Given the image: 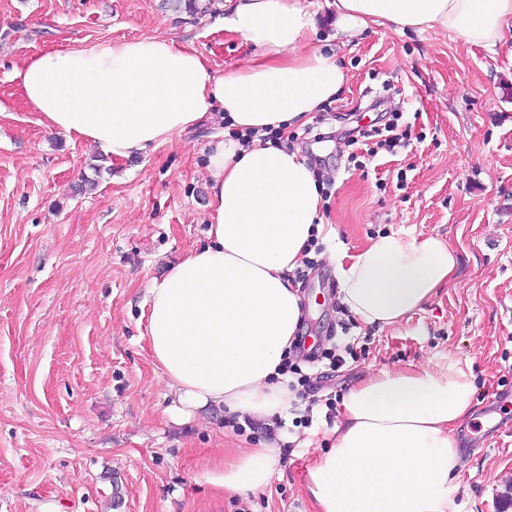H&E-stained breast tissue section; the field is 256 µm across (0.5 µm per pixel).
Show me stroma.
Here are the masks:
<instances>
[{"label": "stroma", "mask_w": 512, "mask_h": 512, "mask_svg": "<svg viewBox=\"0 0 512 512\" xmlns=\"http://www.w3.org/2000/svg\"><path fill=\"white\" fill-rule=\"evenodd\" d=\"M223 3L192 13L164 0H0V512L49 501L58 512H314L306 470L333 447V407L349 387L372 370L451 363L475 389L456 430L452 512H512V60L437 29L377 27L340 45L333 0H312V45L338 51L347 82L287 133L323 184L325 219L298 333L355 356L324 369L277 436L245 414L171 418L142 303L208 242L207 145L224 123L117 162L41 124L15 72L42 51L175 36L220 77L260 59L224 30ZM397 112L406 147L369 155L353 129ZM389 231L447 242L457 277L398 330L364 329L335 303L328 255H356ZM267 440L279 453L267 488L203 483L206 465Z\"/></svg>", "instance_id": "1"}]
</instances>
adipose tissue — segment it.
<instances>
[{
    "mask_svg": "<svg viewBox=\"0 0 512 512\" xmlns=\"http://www.w3.org/2000/svg\"><path fill=\"white\" fill-rule=\"evenodd\" d=\"M336 30L356 38L373 26L447 31L489 48L512 44V0H335ZM224 28L258 50L259 62L212 76L190 45L168 37L100 41L25 60L18 78L47 129L114 160L145 152L212 119L227 133L209 149L212 216L206 246L190 251L144 300L147 340L175 401L173 418L204 409L242 412L273 428L293 401L280 367L301 320L290 279L321 231L316 173L298 149L244 144L239 132L305 124L346 83L336 51L310 48L316 32L301 0H224ZM336 264L340 306L362 325L396 330L455 279L442 239L376 236ZM470 376L455 365L382 370L342 399L335 444L307 469L316 512H448L463 466L458 423L473 410ZM272 444L239 449L206 468L216 490L269 486Z\"/></svg>",
    "mask_w": 512,
    "mask_h": 512,
    "instance_id": "ef3b65f1",
    "label": "adipose tissue"
}]
</instances>
